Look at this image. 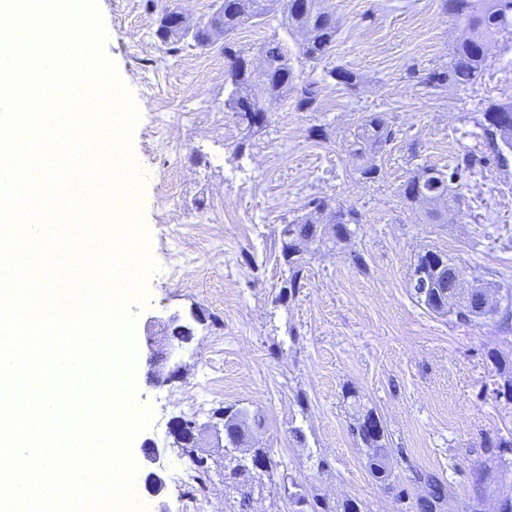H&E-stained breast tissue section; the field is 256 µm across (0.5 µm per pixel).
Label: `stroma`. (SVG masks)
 I'll return each instance as SVG.
<instances>
[{
	"mask_svg": "<svg viewBox=\"0 0 512 512\" xmlns=\"http://www.w3.org/2000/svg\"><path fill=\"white\" fill-rule=\"evenodd\" d=\"M442 4L326 0L338 26L329 62L357 72L358 87L322 83L313 112L297 111L290 98L268 101L266 132L238 155L243 131L224 108L223 37L205 48L187 39L171 45L145 0H96L105 53L137 112L129 143L143 177L132 193L156 264L148 301L135 310L136 343L163 336L171 316L201 318L179 355L182 377L155 385L144 357L135 362V401L151 411L131 443L134 490L147 512H185L193 495L176 474L196 454L209 465L196 512H236L239 497L224 486V451L212 428L213 412L228 405L265 418L251 444L267 450L274 469L243 476L253 488L250 512H289L290 479L331 503L357 499L363 512H415L417 469L447 480L442 512H468L473 470L489 462L487 441L512 430V404L495 401L486 357L495 348L512 359V331L494 319L462 325L430 313L411 296L409 278L417 254L433 247L512 285V165L464 177L460 204L437 224L401 187L416 165L444 170L483 151L484 109L512 103V38L489 41L476 84L410 81L409 67H440L464 36ZM163 112L171 118L158 143L151 133ZM373 112L396 131L376 158L375 182L360 177L347 151L351 132ZM315 126L327 139L310 137ZM414 141L416 158L408 150ZM314 197L356 206L364 222L336 248L311 244L304 286L284 299L279 231ZM180 251L190 261L178 271ZM356 254L365 269L353 264ZM350 388L356 398L347 397ZM360 408L375 410L386 428L394 488L374 479L350 431ZM179 417L201 426L197 452L172 447L169 427ZM148 447L158 449L157 463L146 460ZM152 469L165 480L157 497L144 486Z\"/></svg>",
	"mask_w": 512,
	"mask_h": 512,
	"instance_id": "35a3bbf8",
	"label": "stroma"
}]
</instances>
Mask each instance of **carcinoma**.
<instances>
[{
  "label": "carcinoma",
  "instance_id": "carcinoma-1",
  "mask_svg": "<svg viewBox=\"0 0 512 512\" xmlns=\"http://www.w3.org/2000/svg\"><path fill=\"white\" fill-rule=\"evenodd\" d=\"M444 8L456 21L469 30V35L454 48L448 64L429 71L421 79L428 87H439L448 81L456 84L475 82L487 66L485 51L486 38L494 35H512V0H444ZM278 11L282 15L284 34L271 36L261 47L267 56L269 66L262 73L254 72L246 59V54L237 48L234 36L247 23H257L265 16ZM306 33V38L289 45V39L298 32ZM165 42L177 43L191 38L196 45L204 47L211 43L213 36H224L225 79L229 92L224 107L232 112L238 125L251 136L262 132L269 126L267 111L263 102L268 98L289 96L294 99L295 108L302 112L316 108L320 82L306 79L294 63H307L312 68L323 67L324 79L332 80L347 88L359 82V75L343 66L328 67L324 62L331 56L336 46V19L326 11L324 0H223L221 7L189 32L182 29L158 28ZM496 113L512 114V104L491 102L483 112L481 123L487 152L477 157L467 153L457 160L455 166L442 172L445 179L434 184L435 177L430 175L432 166H422L407 178L402 186V195L411 203H429L426 207V219L437 220L440 210L450 203H458L460 195L452 190V185L460 184L464 176L476 166L486 167L490 163L502 165L506 161L505 152L512 151V132L498 137L492 132L490 117ZM394 139V132L378 113H370L361 118L349 143V154L357 161L356 170L366 180H378L381 169L374 162L376 154L385 150ZM308 211L291 222L282 225L279 236L281 255L288 267V277L283 281L281 291L294 295L303 287L304 254L308 245L314 242L336 246L340 241L354 233L351 226L364 223V215L357 208L337 207L328 209V204L320 198L307 203ZM458 268L469 270L448 258V254L429 249L417 256L412 275L426 274L432 283L424 297L412 293L419 304L428 311L446 315L454 313L462 323L476 322L486 315L483 311L484 298L473 293L464 300L448 302L453 294L450 271ZM479 286L504 291L502 298L506 304L496 312L499 323L509 325L512 320V288L501 283L475 278ZM488 359L495 369L496 380L493 394L495 399L512 402V361L506 359L498 350H488ZM366 448L367 466L373 476L382 482L392 478L390 446L386 431L370 435L366 431L355 435ZM497 458L496 478L503 485H512V461L504 454L512 451V431L497 437L489 443ZM243 473L238 449L224 444V486L239 495L241 512H247L252 488L238 482ZM412 482L421 489L416 499L417 512H439L441 505L448 500V484L436 474L426 470L412 473ZM288 492L290 504L295 506L292 512H362L361 504L355 499H346L340 504L331 505L325 501H309L302 493Z\"/></svg>",
  "mask_w": 512,
  "mask_h": 512
}]
</instances>
